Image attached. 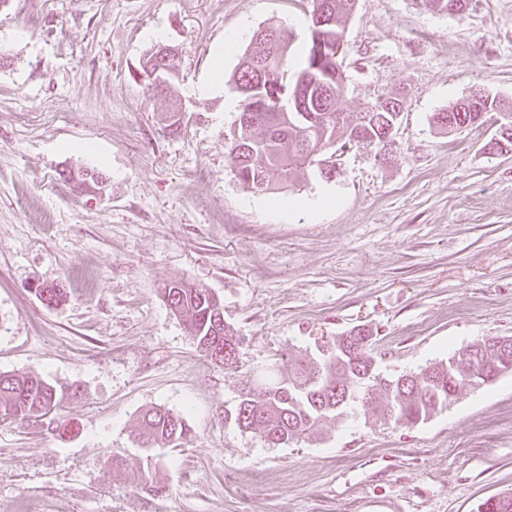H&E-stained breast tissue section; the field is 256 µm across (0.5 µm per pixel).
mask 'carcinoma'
<instances>
[{"label": "carcinoma", "mask_w": 512, "mask_h": 512, "mask_svg": "<svg viewBox=\"0 0 512 512\" xmlns=\"http://www.w3.org/2000/svg\"><path fill=\"white\" fill-rule=\"evenodd\" d=\"M332 22L329 35L345 41L343 23L356 0H318ZM437 14L464 11L465 0H420ZM293 39L274 25L264 28L243 52L232 76L236 88L267 87L269 97L286 92L295 103L283 109L269 102L263 112H242L230 131L228 145L236 178L247 189L267 191L275 182L286 185L294 176L359 144L388 151L386 130L398 125L404 99L389 96L361 112L342 107L345 79L340 58L308 36L300 45V59L290 58ZM158 72L165 87L166 127L175 132L180 100L173 95L178 65L150 53L142 72ZM497 115V138L488 143L496 154L512 152V102L507 104L484 91L477 104L464 98L433 115L436 126L449 133L472 125L471 110ZM163 297L188 335L205 355L221 358L224 370L240 368V341L224 322L220 300L204 288L171 280ZM372 333L352 329L323 343L314 354L293 358L246 375L232 409L224 412L245 433L259 436L272 448L319 433L323 423L353 403L368 408L375 422L417 426L453 403L473 382L488 384L512 372V351L496 348L494 337L473 342L452 355L431 359L416 371L386 375L374 366ZM55 386L38 374L0 372V421L34 422L60 408ZM185 418L162 407L146 410L140 438L149 448L162 449L185 439ZM478 512H512V496H491Z\"/></svg>", "instance_id": "1"}]
</instances>
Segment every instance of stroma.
I'll use <instances>...</instances> for the list:
<instances>
[{
	"instance_id": "obj_1",
	"label": "stroma",
	"mask_w": 512,
	"mask_h": 512,
	"mask_svg": "<svg viewBox=\"0 0 512 512\" xmlns=\"http://www.w3.org/2000/svg\"><path fill=\"white\" fill-rule=\"evenodd\" d=\"M312 0H9L0 7V371L79 389L36 424L0 422V512H477L512 492V373L469 386L415 427L357 405L288 448L226 422L248 371L371 329L382 371L512 336V153L498 124L452 134L433 115L485 89L512 100V0L435 14L357 0L344 107L404 98L392 152L359 145L336 174L270 191L232 173L239 95L226 78L269 23L305 38ZM178 53L177 134L140 77ZM221 61L224 80L214 81ZM102 172L105 189L64 181ZM215 293L241 369L201 352L159 293ZM63 289L45 306L36 286ZM184 415L163 454L141 414ZM121 456L125 480L112 473ZM152 471L156 496L141 483Z\"/></svg>"
}]
</instances>
